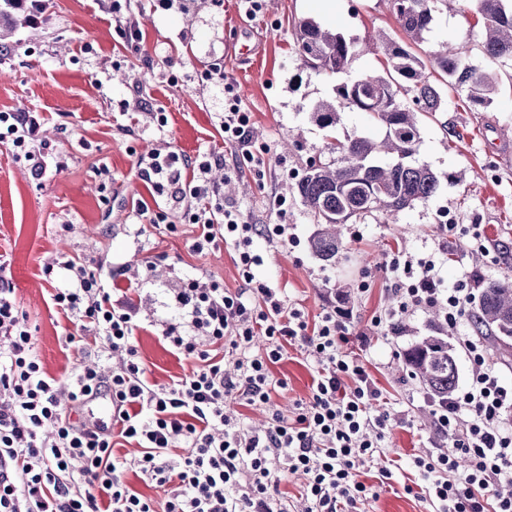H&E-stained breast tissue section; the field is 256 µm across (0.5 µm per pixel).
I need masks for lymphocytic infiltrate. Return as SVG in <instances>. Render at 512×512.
I'll list each match as a JSON object with an SVG mask.
<instances>
[{"instance_id": "obj_1", "label": "lymphocytic infiltrate", "mask_w": 512, "mask_h": 512, "mask_svg": "<svg viewBox=\"0 0 512 512\" xmlns=\"http://www.w3.org/2000/svg\"><path fill=\"white\" fill-rule=\"evenodd\" d=\"M224 91V140L246 146L251 114L232 86ZM40 126L38 113L0 112V142L11 144L39 178L47 171ZM140 162L141 177L156 194L188 202L196 249L219 240L233 246L245 286L254 285L261 302L252 304L244 289L232 293L215 280L176 289L178 319L162 335L175 354L197 365L158 386L147 381L134 344L137 311L127 289L116 287L102 264L47 257L43 273L66 278L52 296L58 313L76 327L65 341L72 345L92 335L96 355L94 363H80L57 379L35 355L5 275L10 257L0 253V512H287L273 492L289 475L304 479L306 512L366 504L375 493L358 473L381 456L393 418L386 410L372 412L380 391L342 350L346 313L335 308L311 323L279 289L254 283L263 262L251 249L254 237L292 245L295 235L285 224L248 223L233 205L208 208L215 193L211 161L154 148ZM447 252L443 238L421 255H385L380 269L395 303L372 318V328H391L409 311L435 308L447 332L460 335L475 306L477 282L467 274L445 286L440 268ZM259 336L266 340L261 350L254 347ZM460 337L474 372L431 410L447 444L415 457L421 491L436 512H512V496L495 491L512 475V386L504 384L481 340ZM295 339L317 366L308 404L274 414L265 430L240 429L225 399L267 402L279 385L269 366ZM113 355L117 363L104 368ZM101 393L117 407L114 427L78 416L85 400ZM118 437L137 443L139 454L116 455ZM130 470L160 489L162 499L131 488L125 480Z\"/></svg>"}]
</instances>
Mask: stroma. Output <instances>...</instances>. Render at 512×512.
Masks as SVG:
<instances>
[{"label": "stroma", "mask_w": 512, "mask_h": 512, "mask_svg": "<svg viewBox=\"0 0 512 512\" xmlns=\"http://www.w3.org/2000/svg\"><path fill=\"white\" fill-rule=\"evenodd\" d=\"M110 5L111 0H54L47 18L24 5L31 17L26 27L0 20V111L39 113L40 137L53 161L64 164L36 179L28 163L0 143V252L11 257V283L44 370L60 379L81 360L77 347L65 343L75 325L50 300L65 281L41 272L44 259L57 252L94 259L117 280L141 278L135 337L149 382L165 385L195 368L194 359L173 354L161 337L163 322L177 314L173 291L192 280L212 279L237 291L243 281L235 251L221 241L194 250L197 228L168 211L165 199L153 198L137 161L160 144L216 159L220 179L214 203L239 207L253 224L291 225L299 239L298 245L279 247L254 237L253 250L265 257L257 283L285 290L310 322L334 305L346 309L347 349L381 389L379 408L399 419L384 442V457L361 475L377 493L366 512H432L415 488L413 460L437 440L427 420L426 394L403 359L412 343L430 334V314H407L408 329L396 336L371 329L372 317L393 303L379 265L394 249L430 251L448 213L458 228L448 235L445 284L474 270L487 279H512V66L493 67L472 54L473 65L494 69L502 90L479 111L452 92L445 111L420 117L413 159L437 176L435 193L389 223L369 217L342 225V248L327 263L309 248L318 226L294 183L307 164L336 159L312 114L334 99L338 79L305 65L295 50L293 23L309 18L359 40L372 32L394 33L398 25L385 0H266L252 16L238 0H189L183 10L162 9L157 0H131L142 33L138 41L118 28ZM476 22L459 0H435L422 53L473 42ZM241 43L253 48L252 56L240 58ZM216 66L223 78L211 77ZM228 84L252 114L250 150L263 157L262 166L241 160L228 171L218 162L241 152L225 144L220 129ZM148 107L166 112L167 125L150 123ZM278 196L286 200L282 216L275 210ZM141 202L167 210V222H139L135 208ZM465 224L482 225L489 239L481 257L464 245ZM363 280L369 284L364 291L358 288ZM316 370L299 342L288 343L282 360L270 367L283 386L268 404L231 400L226 410L244 428L262 429L274 411L289 412L309 401Z\"/></svg>", "instance_id": "35a3bbf8"}]
</instances>
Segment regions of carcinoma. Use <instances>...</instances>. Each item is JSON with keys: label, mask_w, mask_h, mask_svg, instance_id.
<instances>
[{"label": "carcinoma", "mask_w": 512, "mask_h": 512, "mask_svg": "<svg viewBox=\"0 0 512 512\" xmlns=\"http://www.w3.org/2000/svg\"><path fill=\"white\" fill-rule=\"evenodd\" d=\"M402 33L370 35L362 41L322 28L311 19L295 25L298 51L307 66L348 79L336 85L334 100L313 113L316 124L332 131L345 109L368 114L385 130L376 141L358 136L336 141L340 154L333 164L312 162L294 188L321 229L311 238L313 253L325 262L336 258L342 242L339 225L369 215L393 216L428 200L437 177L412 160L419 140L418 115L434 118L445 111L439 87L462 91L474 107L490 106L498 93V77L470 64L473 51L495 62H512V0H476L481 17L480 39L452 46L426 57L414 45L433 21L432 0H388ZM364 53L384 56L383 74L349 77L353 60ZM411 100V105L404 103ZM480 301L474 327L503 358L512 355V282L479 280ZM410 376L431 399L448 397L456 388L458 369L444 336L440 315H434L433 335L404 352Z\"/></svg>", "instance_id": "obj_1"}]
</instances>
